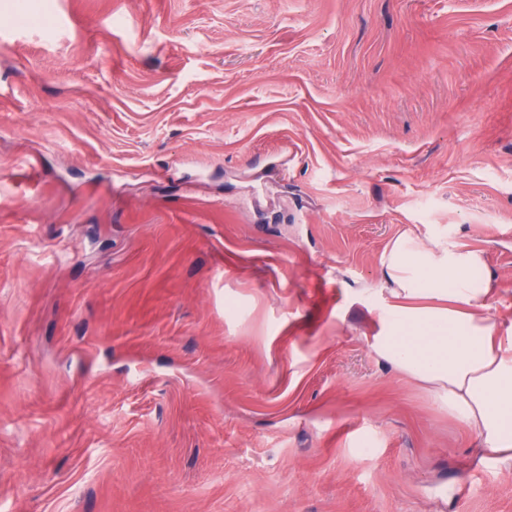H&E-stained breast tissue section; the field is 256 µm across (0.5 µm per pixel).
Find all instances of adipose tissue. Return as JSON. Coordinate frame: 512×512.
Returning a JSON list of instances; mask_svg holds the SVG:
<instances>
[{
	"mask_svg": "<svg viewBox=\"0 0 512 512\" xmlns=\"http://www.w3.org/2000/svg\"><path fill=\"white\" fill-rule=\"evenodd\" d=\"M485 256L442 238L402 230L381 257L376 358L427 391L485 453L512 463V330L480 300L469 278Z\"/></svg>",
	"mask_w": 512,
	"mask_h": 512,
	"instance_id": "adipose-tissue-1",
	"label": "adipose tissue"
}]
</instances>
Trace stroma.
Listing matches in <instances>:
<instances>
[{
	"instance_id": "1",
	"label": "stroma",
	"mask_w": 512,
	"mask_h": 512,
	"mask_svg": "<svg viewBox=\"0 0 512 512\" xmlns=\"http://www.w3.org/2000/svg\"><path fill=\"white\" fill-rule=\"evenodd\" d=\"M408 224L512 327V0H0V512H512L368 347Z\"/></svg>"
}]
</instances>
